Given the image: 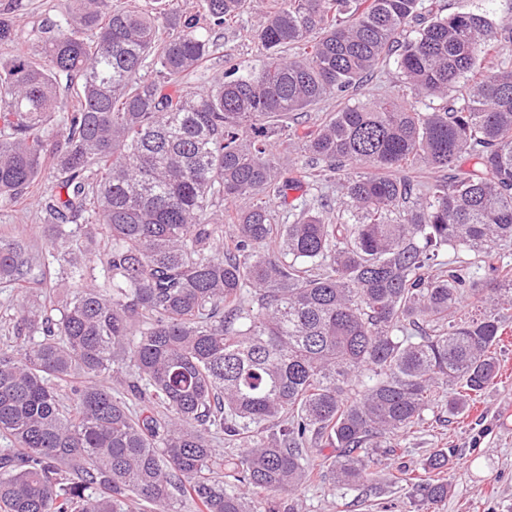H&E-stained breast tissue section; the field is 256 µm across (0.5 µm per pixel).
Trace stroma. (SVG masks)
<instances>
[{
    "instance_id": "35a3bbf8",
    "label": "stroma",
    "mask_w": 512,
    "mask_h": 512,
    "mask_svg": "<svg viewBox=\"0 0 512 512\" xmlns=\"http://www.w3.org/2000/svg\"><path fill=\"white\" fill-rule=\"evenodd\" d=\"M272 0H253L249 13L236 28L217 35V45L205 74L187 78L185 87L199 91L209 77L224 71L225 57L242 67L261 64L263 54L251 32L263 20ZM71 0H0V13H10L15 28L31 32L44 18L66 17ZM492 8V20L512 27V0H423L425 16ZM18 238L32 249L36 264L32 281L48 285L58 265L51 256L52 245L38 196L22 205L0 207V238ZM499 374L494 382L462 415L439 414L425 429L404 436L390 463L395 467L418 468L438 448L455 451L448 472L450 492L438 512H512V334L503 337L497 349ZM306 512H410L411 506L399 485L380 471L372 485L346 492L333 490L318 481L299 493Z\"/></svg>"
}]
</instances>
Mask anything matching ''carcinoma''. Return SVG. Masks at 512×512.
<instances>
[{
    "label": "carcinoma",
    "mask_w": 512,
    "mask_h": 512,
    "mask_svg": "<svg viewBox=\"0 0 512 512\" xmlns=\"http://www.w3.org/2000/svg\"><path fill=\"white\" fill-rule=\"evenodd\" d=\"M74 4L28 37L0 17L15 46L0 62V206L52 183L48 228L95 226L107 280L87 282L93 254L77 242L45 294L29 287L27 246L0 240L22 340L0 349V512H278L273 495L303 512L302 488L372 482L396 437L494 384L512 256L483 279L445 254L512 244V28L485 10L422 22V0H274L252 34L262 65L230 63L192 92L206 33L251 0H200L190 15L177 0ZM394 53L411 96L439 107L347 102L305 128L306 109L346 98ZM419 161L448 174L422 183L408 175ZM331 181L336 221L320 195L276 222L273 201ZM225 203L227 236L211 216ZM467 299L486 307L468 316ZM452 458L439 448L422 471L398 470L419 512L448 497Z\"/></svg>",
    "instance_id": "obj_1"
}]
</instances>
